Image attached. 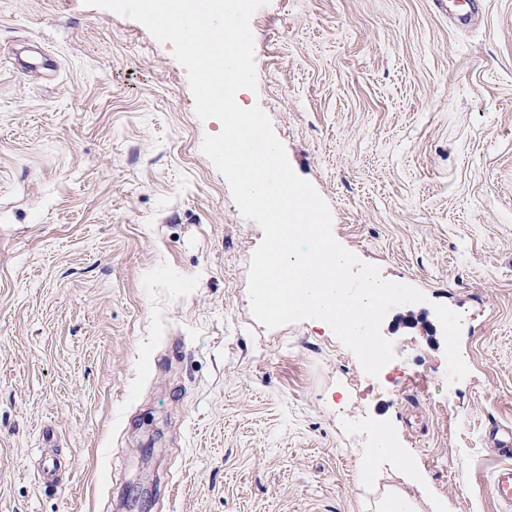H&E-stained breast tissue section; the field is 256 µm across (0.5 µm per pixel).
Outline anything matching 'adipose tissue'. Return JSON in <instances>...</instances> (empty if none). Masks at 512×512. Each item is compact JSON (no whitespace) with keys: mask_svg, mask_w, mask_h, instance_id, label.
<instances>
[{"mask_svg":"<svg viewBox=\"0 0 512 512\" xmlns=\"http://www.w3.org/2000/svg\"><path fill=\"white\" fill-rule=\"evenodd\" d=\"M352 454L363 512H422L420 503L400 487L401 482L414 480L416 472L388 430H372L367 447L353 449Z\"/></svg>","mask_w":512,"mask_h":512,"instance_id":"1","label":"adipose tissue"}]
</instances>
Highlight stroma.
<instances>
[{
    "label": "stroma",
    "mask_w": 512,
    "mask_h": 512,
    "mask_svg": "<svg viewBox=\"0 0 512 512\" xmlns=\"http://www.w3.org/2000/svg\"><path fill=\"white\" fill-rule=\"evenodd\" d=\"M448 2L251 19L245 103L337 241L426 297L388 312L372 377L315 323L255 320L263 232L172 44L83 0H0V512H362L351 418L393 433L410 497L502 512L482 435L512 425V0L464 29Z\"/></svg>",
    "instance_id": "stroma-1"
}]
</instances>
